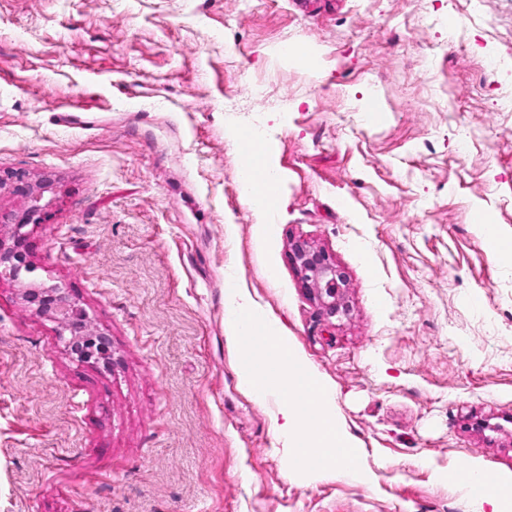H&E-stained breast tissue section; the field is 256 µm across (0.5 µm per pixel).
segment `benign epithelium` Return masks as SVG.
Masks as SVG:
<instances>
[{
	"instance_id": "1",
	"label": "benign epithelium",
	"mask_w": 512,
	"mask_h": 512,
	"mask_svg": "<svg viewBox=\"0 0 512 512\" xmlns=\"http://www.w3.org/2000/svg\"><path fill=\"white\" fill-rule=\"evenodd\" d=\"M2 187L24 199V208L20 211L0 210V226L7 229L9 240L5 244L0 239V278L15 279L31 268L32 227L43 223L58 196H50L54 192L50 176L35 180L22 169L1 172ZM291 251L304 280L327 310L334 314L346 311L344 272L323 251L314 250L304 242H294ZM24 301L35 315L56 321L57 335L70 354L96 363L106 362L112 356L109 337L95 327L87 310L71 300L62 286L27 288Z\"/></svg>"
}]
</instances>
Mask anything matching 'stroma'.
Returning a JSON list of instances; mask_svg holds the SVG:
<instances>
[{"mask_svg":"<svg viewBox=\"0 0 512 512\" xmlns=\"http://www.w3.org/2000/svg\"><path fill=\"white\" fill-rule=\"evenodd\" d=\"M501 98L512 0H0V169L61 191L35 273L0 280V512H480L436 473L512 476V258L479 230L512 244ZM258 127L269 224L238 192L233 133ZM296 241L344 271L345 315ZM54 283L108 364L25 307ZM231 284L334 390L365 482L294 471L278 399L243 385ZM292 255L303 278L318 300L330 313L345 312L346 277L344 272L321 250H314L306 243L292 244Z\"/></svg>","mask_w":512,"mask_h":512,"instance_id":"1","label":"stroma"}]
</instances>
